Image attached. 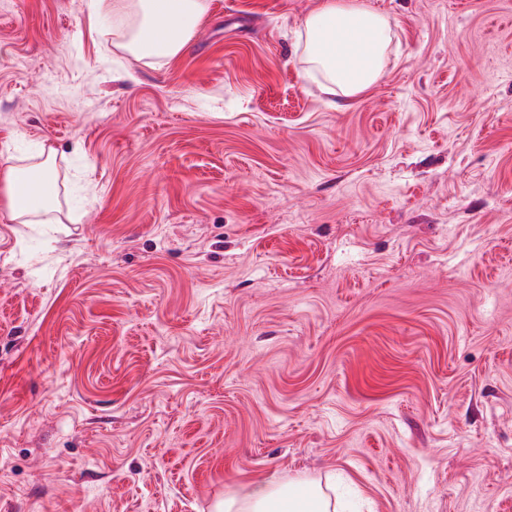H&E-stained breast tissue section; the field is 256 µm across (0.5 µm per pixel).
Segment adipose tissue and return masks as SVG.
<instances>
[{
	"mask_svg": "<svg viewBox=\"0 0 512 512\" xmlns=\"http://www.w3.org/2000/svg\"><path fill=\"white\" fill-rule=\"evenodd\" d=\"M208 0H90L88 20L112 16V37L141 59H168L186 50ZM305 59L327 93L352 98L383 75L392 40L389 18L364 0H324L297 32ZM54 171L43 160L19 166L0 157V201L12 221L45 224ZM215 512H330L320 487L286 490L276 474L254 481L246 494L225 495Z\"/></svg>",
	"mask_w": 512,
	"mask_h": 512,
	"instance_id": "ef3b65f1",
	"label": "adipose tissue"
}]
</instances>
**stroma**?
I'll return each instance as SVG.
<instances>
[{"label":"stroma","instance_id":"obj_1","mask_svg":"<svg viewBox=\"0 0 512 512\" xmlns=\"http://www.w3.org/2000/svg\"><path fill=\"white\" fill-rule=\"evenodd\" d=\"M0 0V512H512V0H366L383 77L305 76L321 0H209L184 55ZM50 156L43 161L19 166L0 157V194L12 221L19 224H52L50 196L54 171ZM319 486L290 493L276 474L254 481L245 495L227 494L215 505V512H333Z\"/></svg>","mask_w":512,"mask_h":512}]
</instances>
